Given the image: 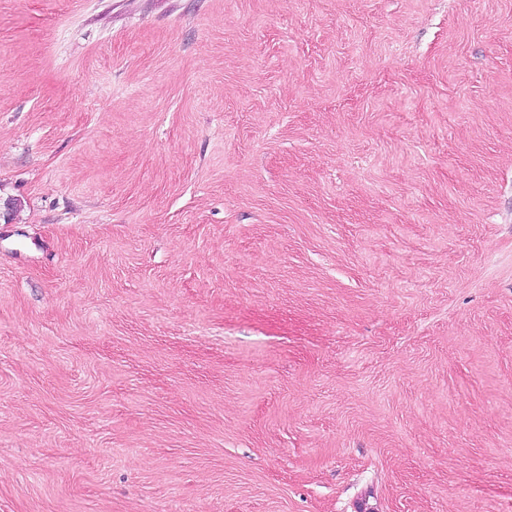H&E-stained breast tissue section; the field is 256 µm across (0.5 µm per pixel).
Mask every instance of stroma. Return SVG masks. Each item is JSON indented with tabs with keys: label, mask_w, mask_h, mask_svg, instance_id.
<instances>
[{
	"label": "stroma",
	"mask_w": 512,
	"mask_h": 512,
	"mask_svg": "<svg viewBox=\"0 0 512 512\" xmlns=\"http://www.w3.org/2000/svg\"><path fill=\"white\" fill-rule=\"evenodd\" d=\"M512 512V0H0V512Z\"/></svg>",
	"instance_id": "obj_1"
}]
</instances>
